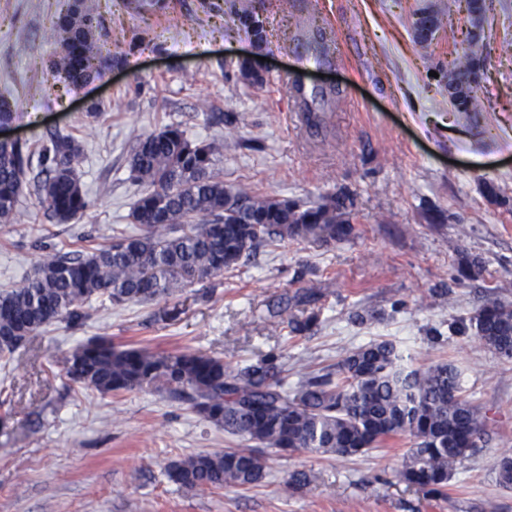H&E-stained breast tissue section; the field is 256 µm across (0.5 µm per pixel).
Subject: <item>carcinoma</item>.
Here are the masks:
<instances>
[{
  "mask_svg": "<svg viewBox=\"0 0 512 512\" xmlns=\"http://www.w3.org/2000/svg\"><path fill=\"white\" fill-rule=\"evenodd\" d=\"M99 0H70L45 37L60 45L51 71L74 86L101 76L94 32ZM256 15L251 3L234 8V17L257 44L264 26H247ZM486 57L461 54L452 60L457 77L469 82ZM224 139L192 138L180 125L136 138L127 159V180L137 199L127 219L132 234L113 235L96 227L85 238L97 244L78 253L38 245L33 271L0 289V358L8 359L28 337L54 321L78 327L98 300L141 304L176 300L187 287L210 284L224 269L244 262L262 244L307 241L332 244L355 236L353 193L341 187L314 205L250 193L224 185ZM82 141L73 133L48 135L38 149L27 141L0 143V224L20 219L19 198L31 190L59 224L80 219L90 206L78 167ZM482 262L466 257L457 279L474 280ZM313 288L296 292L271 311L277 324L306 336L317 325L312 313L293 309L314 303ZM457 334L474 331L496 356L512 360V303L487 302L469 321H456ZM276 358L262 359L236 372L223 360L199 349L153 351L90 341L67 358L66 376L101 394L163 390L191 403L192 410L230 436L279 454L298 450L353 457L409 437L399 481L438 498L461 463L474 455L483 431L477 406L464 394L456 368L439 362L405 370L396 348L385 341L364 345L319 374L304 365L292 389L277 377ZM266 457L251 449L197 453L167 468L180 486L201 492L249 487L266 472ZM312 472L289 475L283 494L290 497L313 483Z\"/></svg>",
  "mask_w": 512,
  "mask_h": 512,
  "instance_id": "carcinoma-1",
  "label": "carcinoma"
}]
</instances>
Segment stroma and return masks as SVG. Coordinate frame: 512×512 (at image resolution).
Wrapping results in <instances>:
<instances>
[{
	"label": "stroma",
	"mask_w": 512,
	"mask_h": 512,
	"mask_svg": "<svg viewBox=\"0 0 512 512\" xmlns=\"http://www.w3.org/2000/svg\"><path fill=\"white\" fill-rule=\"evenodd\" d=\"M266 41L256 46L233 14L235 0H100L95 46L111 64L83 86L53 77L58 54L44 32L68 0H0V93L17 112L11 137L76 132L79 174L91 200L79 221L59 224L32 195L25 219L0 224V287L33 270L45 242L81 249L94 226L125 232L136 199L126 158L139 134L175 123L223 137L224 182L313 203L339 187L355 194L356 238L330 245L259 247L212 287L186 288L176 319L168 301L94 304L80 328L56 321L0 363V512H512V488L496 481L512 457V361L474 334L448 329L486 301L512 303V0H488L477 89L483 111H455L444 82L467 41L465 7L448 0H253ZM446 17L430 47L415 36L422 9ZM122 47H115V40ZM121 59H113L114 50ZM266 58L253 84L242 61ZM301 85L294 100L289 83ZM99 107V121L87 117ZM495 195H488L487 186ZM465 256L483 273L458 285ZM300 288L319 289L313 335L272 327L270 308ZM92 339L172 351L189 345L231 367L275 356L289 383L300 359L334 368L355 348L392 342L404 366L448 362L479 408L485 434L444 498L399 482L408 440L341 458L266 450L264 479L247 489L197 492L169 480L168 465L200 452L244 447L190 406L158 391L101 394L70 383L65 361ZM314 470L315 484L283 497L282 482Z\"/></svg>",
	"instance_id": "stroma-1"
}]
</instances>
